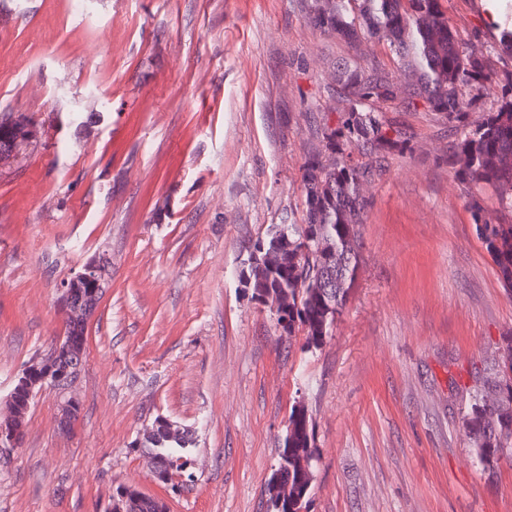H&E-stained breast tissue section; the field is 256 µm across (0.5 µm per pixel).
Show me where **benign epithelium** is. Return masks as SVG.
Returning <instances> with one entry per match:
<instances>
[{"label": "benign epithelium", "instance_id": "benign-epithelium-1", "mask_svg": "<svg viewBox=\"0 0 512 512\" xmlns=\"http://www.w3.org/2000/svg\"><path fill=\"white\" fill-rule=\"evenodd\" d=\"M112 272L110 258L105 253L84 263L75 273L73 279L82 280L93 285L88 297L76 299L69 283L61 285L62 306L65 318L87 321L97 309L95 300L106 293L110 287ZM73 353L72 359L61 366L58 356L61 352ZM84 348L74 349L69 337L62 333L56 337L51 349L43 355L32 370L18 377L8 398V404L20 403L25 409H30L31 402L37 392L50 386L58 392L60 424L69 427L79 416L81 405L71 394L83 366ZM23 429L8 418L0 422V450L14 448L21 444Z\"/></svg>", "mask_w": 512, "mask_h": 512}]
</instances>
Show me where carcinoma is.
Instances as JSON below:
<instances>
[{"label": "carcinoma", "instance_id": "obj_1", "mask_svg": "<svg viewBox=\"0 0 512 512\" xmlns=\"http://www.w3.org/2000/svg\"><path fill=\"white\" fill-rule=\"evenodd\" d=\"M311 24L351 45L363 39L383 44L396 61L404 84L353 59L336 66V87L348 109L336 126L324 124L320 138L329 160L314 157L303 166L305 209L301 223L271 224L248 258L245 287L277 306V323L299 326L307 347L319 346L347 303L361 262V226L368 206L364 183L380 171L389 155L408 149L406 134L389 133L383 105L403 94L408 106L422 103L456 130L448 146V167L468 193L477 238L490 255L499 279L512 292V97L482 122H468L467 109L492 83L488 60L468 52L448 23L440 0H309ZM494 47L512 57V28L497 29ZM0 116V150L16 153L37 142L25 128ZM358 150L354 158L352 150ZM491 189L497 200L489 216L481 193ZM512 336L503 348L501 376L478 392L464 416L471 447L484 472L493 475L500 459L512 453ZM167 460L159 463L158 481L180 474L185 447L167 443ZM288 454L279 478L267 485L272 512L280 499L294 503L309 496L310 471L317 458L313 426L302 406L288 417ZM125 512H167L164 501L123 487Z\"/></svg>", "mask_w": 512, "mask_h": 512}]
</instances>
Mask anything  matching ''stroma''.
Listing matches in <instances>:
<instances>
[{
	"mask_svg": "<svg viewBox=\"0 0 512 512\" xmlns=\"http://www.w3.org/2000/svg\"><path fill=\"white\" fill-rule=\"evenodd\" d=\"M441 4L469 51L512 72L492 39L512 0ZM351 56L397 67L374 40L313 29L306 0H0V113L42 126L0 168V414L64 330L63 282L112 258L81 414L61 429L56 391L38 393L0 452V512H108L122 485L167 512H269L299 404L318 455L307 512H512V456L487 477L463 423L512 336V296L448 170L446 120L384 106L411 149L364 186L361 263L321 346L239 281L267 227L302 217ZM160 416L193 434L175 487L143 446Z\"/></svg>",
	"mask_w": 512,
	"mask_h": 512,
	"instance_id": "stroma-1",
	"label": "stroma"
}]
</instances>
